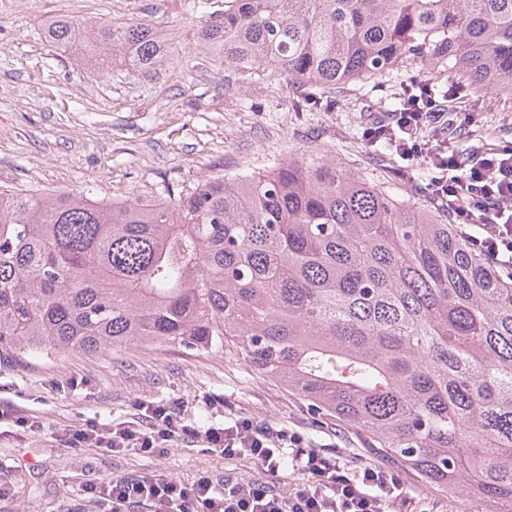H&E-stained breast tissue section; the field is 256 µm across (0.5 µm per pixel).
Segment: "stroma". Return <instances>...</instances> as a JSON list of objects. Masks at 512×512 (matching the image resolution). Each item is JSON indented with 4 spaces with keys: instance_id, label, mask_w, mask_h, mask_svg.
<instances>
[{
    "instance_id": "obj_1",
    "label": "stroma",
    "mask_w": 512,
    "mask_h": 512,
    "mask_svg": "<svg viewBox=\"0 0 512 512\" xmlns=\"http://www.w3.org/2000/svg\"><path fill=\"white\" fill-rule=\"evenodd\" d=\"M224 0H0V188L72 193L112 202L168 200L203 180L265 174L288 162H333L375 185H394L410 203L436 210L420 165L362 134L387 118L403 86L349 84L332 93L268 71L227 66L196 45L199 26L222 15ZM122 25L144 22L166 37L162 61L147 73L114 65L97 76L74 65L43 33L47 20ZM479 114L459 150L489 152L512 142V100L465 89L448 108ZM175 402L192 434L163 452L109 453L69 448L68 430L93 420L111 428L145 424L143 403ZM42 422L15 433L13 420ZM240 418L301 436L305 445L358 471L387 465L367 438L255 369L227 345L196 351L171 343L18 356L0 352V512H109L85 494L90 483L145 474L193 483L208 474L262 483L288 494L306 481L291 457L277 473L246 456L210 451L212 426ZM397 473L410 490L400 512H483L463 491Z\"/></svg>"
}]
</instances>
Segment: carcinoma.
<instances>
[{"instance_id":"obj_1","label":"carcinoma","mask_w":512,"mask_h":512,"mask_svg":"<svg viewBox=\"0 0 512 512\" xmlns=\"http://www.w3.org/2000/svg\"><path fill=\"white\" fill-rule=\"evenodd\" d=\"M94 74L149 72L146 23L46 22ZM199 46L328 90L512 97V0H224ZM232 343L392 462L512 512V281L456 225L334 163L209 178L174 204L0 189V348Z\"/></svg>"}]
</instances>
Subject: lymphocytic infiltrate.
Returning a JSON list of instances; mask_svg holds the SVG:
<instances>
[{
    "instance_id": "f902f5d3",
    "label": "lymphocytic infiltrate",
    "mask_w": 512,
    "mask_h": 512,
    "mask_svg": "<svg viewBox=\"0 0 512 512\" xmlns=\"http://www.w3.org/2000/svg\"><path fill=\"white\" fill-rule=\"evenodd\" d=\"M414 87L416 92L409 95L405 107L369 126L363 133L365 140L373 146L387 141L397 154L424 158L431 167L448 172V179L434 184L433 199L462 227L474 248L511 277L512 145L473 154L469 163H462L448 151L446 113L423 111L416 94L426 91L427 84L418 81ZM427 127L432 136L426 140L419 133ZM145 411L150 425L112 430L88 422L69 433L68 445L155 452L176 435L178 426L169 405L149 403ZM205 435L213 451L250 457L271 473L278 470L284 447H292L307 480L294 492L281 495L253 483L228 482L219 489L206 475L187 485L147 474L91 485L87 491L109 503L110 512H134L142 505L150 512H395L406 494L403 482L384 467L360 471L342 467L304 446L298 435L274 433L248 420L208 428Z\"/></svg>"
}]
</instances>
